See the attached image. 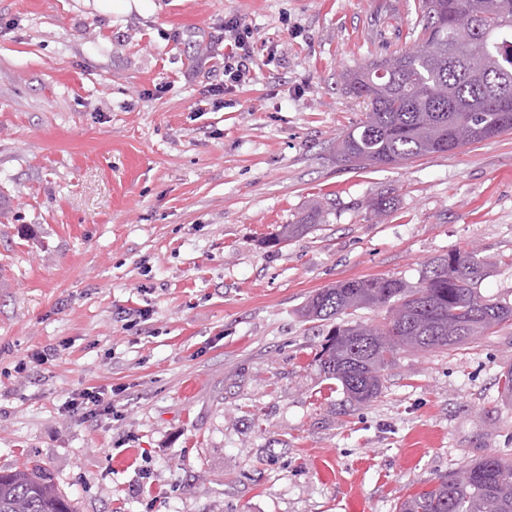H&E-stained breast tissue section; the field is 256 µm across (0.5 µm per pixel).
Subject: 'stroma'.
Masks as SVG:
<instances>
[{
	"mask_svg": "<svg viewBox=\"0 0 512 512\" xmlns=\"http://www.w3.org/2000/svg\"><path fill=\"white\" fill-rule=\"evenodd\" d=\"M417 13L0 0V473L37 461L76 512H396L448 471L512 459V321L401 353L360 404L315 362L327 324L300 313L346 279L418 285L454 248L490 259L478 288L512 305V133L336 161L364 112L343 72L411 46ZM232 19L252 32L245 84L214 96ZM89 387L114 413L72 408Z\"/></svg>",
	"mask_w": 512,
	"mask_h": 512,
	"instance_id": "obj_1",
	"label": "stroma"
}]
</instances>
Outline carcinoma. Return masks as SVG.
Segmentation results:
<instances>
[{
  "label": "carcinoma",
  "mask_w": 512,
  "mask_h": 512,
  "mask_svg": "<svg viewBox=\"0 0 512 512\" xmlns=\"http://www.w3.org/2000/svg\"><path fill=\"white\" fill-rule=\"evenodd\" d=\"M413 42L344 76L365 118L339 137L344 165H396L512 131V111L488 105L512 98V0H420ZM392 67L381 80L375 73ZM319 211L283 226L278 241L312 227ZM490 263L476 251L450 250L430 263L416 288L373 275L313 294L302 315L330 323L318 362L351 398L381 394L382 372L406 349H448L512 320V306L477 289ZM361 308L386 310L380 325L346 321ZM0 512H74L51 476L35 466L0 474ZM398 512H512V461L490 455L408 496Z\"/></svg>",
  "instance_id": "obj_1"
}]
</instances>
